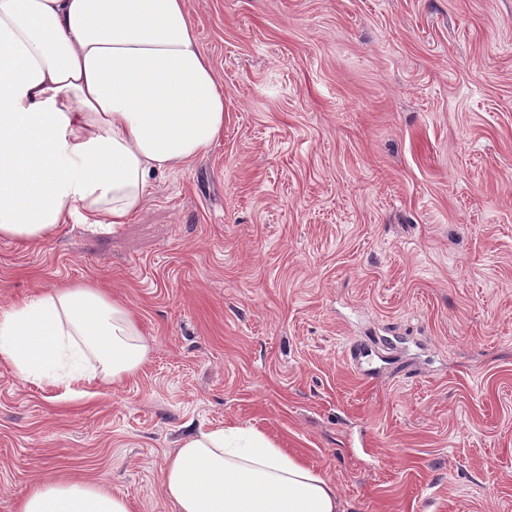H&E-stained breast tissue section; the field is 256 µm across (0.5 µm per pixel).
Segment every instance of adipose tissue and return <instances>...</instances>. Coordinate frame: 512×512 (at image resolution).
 Returning a JSON list of instances; mask_svg holds the SVG:
<instances>
[{
    "instance_id": "obj_1",
    "label": "adipose tissue",
    "mask_w": 512,
    "mask_h": 512,
    "mask_svg": "<svg viewBox=\"0 0 512 512\" xmlns=\"http://www.w3.org/2000/svg\"><path fill=\"white\" fill-rule=\"evenodd\" d=\"M224 132V86L187 0H0V238L54 239L81 219L126 223L154 174ZM148 353L137 317L95 281L0 311V364L49 385L116 384ZM177 512H345L321 470L251 425L186 437L161 470ZM17 512H131L75 477Z\"/></svg>"
}]
</instances>
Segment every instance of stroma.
<instances>
[{"mask_svg": "<svg viewBox=\"0 0 512 512\" xmlns=\"http://www.w3.org/2000/svg\"><path fill=\"white\" fill-rule=\"evenodd\" d=\"M224 132L126 224L0 239V309L95 280L140 371L0 365V512L73 475L133 512L187 435L250 424L346 512H512V0H188Z\"/></svg>", "mask_w": 512, "mask_h": 512, "instance_id": "1", "label": "stroma"}]
</instances>
